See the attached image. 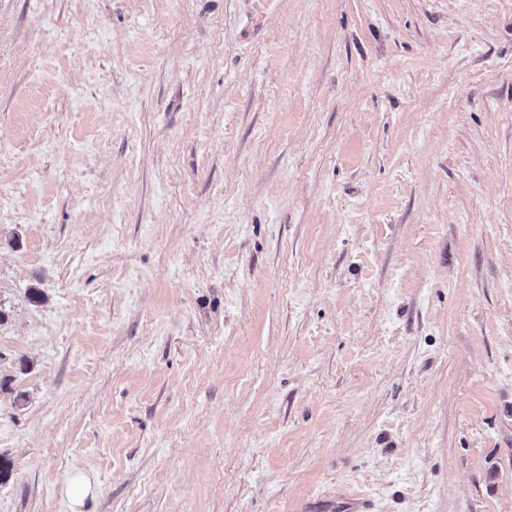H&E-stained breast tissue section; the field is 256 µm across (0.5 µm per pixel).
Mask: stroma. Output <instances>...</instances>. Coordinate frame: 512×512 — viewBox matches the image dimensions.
Segmentation results:
<instances>
[{
  "instance_id": "stroma-1",
  "label": "stroma",
  "mask_w": 512,
  "mask_h": 512,
  "mask_svg": "<svg viewBox=\"0 0 512 512\" xmlns=\"http://www.w3.org/2000/svg\"><path fill=\"white\" fill-rule=\"evenodd\" d=\"M0 464L512 512V0H0Z\"/></svg>"
}]
</instances>
